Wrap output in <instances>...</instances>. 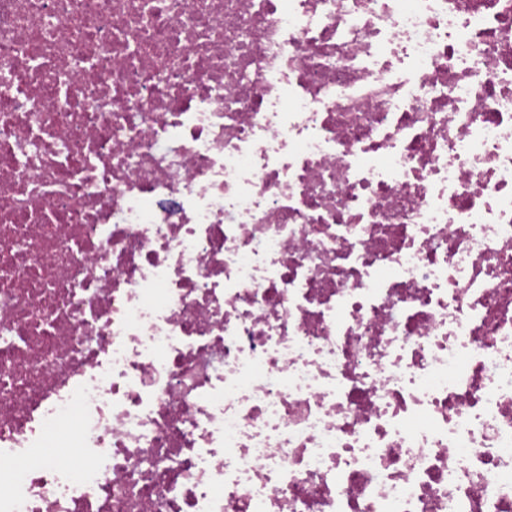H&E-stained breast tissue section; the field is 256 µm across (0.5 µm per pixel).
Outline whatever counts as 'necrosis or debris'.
<instances>
[{
  "label": "necrosis or debris",
  "mask_w": 512,
  "mask_h": 512,
  "mask_svg": "<svg viewBox=\"0 0 512 512\" xmlns=\"http://www.w3.org/2000/svg\"><path fill=\"white\" fill-rule=\"evenodd\" d=\"M0 512H512V0H0Z\"/></svg>",
  "instance_id": "necrosis-or-debris-1"
}]
</instances>
